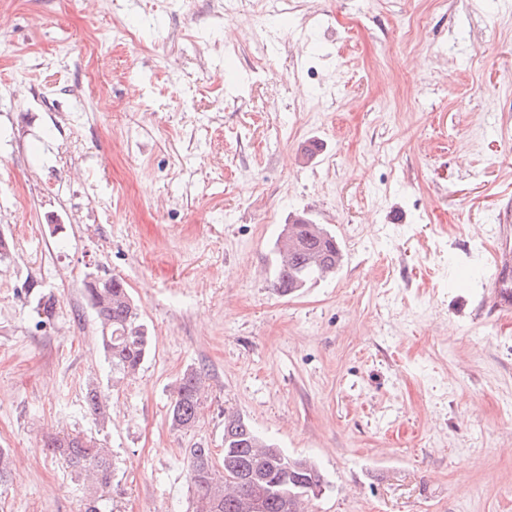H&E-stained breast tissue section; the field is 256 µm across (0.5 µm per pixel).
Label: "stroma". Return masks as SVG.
Masks as SVG:
<instances>
[{"instance_id": "35a3bbf8", "label": "stroma", "mask_w": 512, "mask_h": 512, "mask_svg": "<svg viewBox=\"0 0 512 512\" xmlns=\"http://www.w3.org/2000/svg\"><path fill=\"white\" fill-rule=\"evenodd\" d=\"M220 2L0 0V512H85L42 448L61 430L111 448L107 512H190L184 451L222 457L228 411L316 464L312 512H512V311L482 306L512 225V0ZM309 206L344 263L283 296L274 242ZM92 272L152 336L117 385ZM205 388V374L197 368H187L177 379L171 397L168 419L177 431H191L197 426Z\"/></svg>"}]
</instances>
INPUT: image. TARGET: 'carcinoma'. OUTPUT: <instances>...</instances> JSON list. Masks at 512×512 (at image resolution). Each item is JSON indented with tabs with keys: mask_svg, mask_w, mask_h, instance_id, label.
<instances>
[{
	"mask_svg": "<svg viewBox=\"0 0 512 512\" xmlns=\"http://www.w3.org/2000/svg\"><path fill=\"white\" fill-rule=\"evenodd\" d=\"M284 237L295 240V247L288 260L275 259L274 287L282 295L301 290L343 263L336 237L322 224L302 220L282 225L274 249ZM86 291L116 385L140 370L150 354L152 336L121 278L104 277L98 287L90 285ZM37 314L43 323L54 318L52 296L39 299ZM204 388L200 369L188 368L177 379L168 409L173 429L190 431L197 426ZM85 400L98 420L106 422L108 405L101 390L88 386ZM44 448L82 479L88 491L86 512H101L103 493L112 488V449L80 432L51 434ZM186 462L192 512H300L302 500L293 496L308 492L316 498L324 488V479L312 463L289 457L236 412L224 414L222 464L215 463L212 449L203 443L186 449Z\"/></svg>",
	"mask_w": 512,
	"mask_h": 512,
	"instance_id": "obj_1",
	"label": "carcinoma"
}]
</instances>
